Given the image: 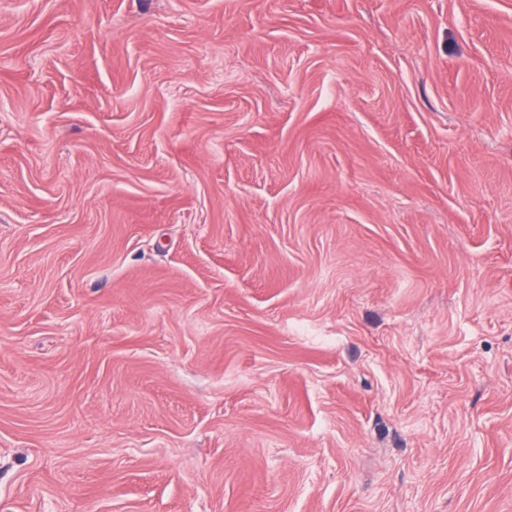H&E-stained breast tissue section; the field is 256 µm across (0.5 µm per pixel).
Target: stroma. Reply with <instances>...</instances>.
<instances>
[{
	"mask_svg": "<svg viewBox=\"0 0 512 512\" xmlns=\"http://www.w3.org/2000/svg\"><path fill=\"white\" fill-rule=\"evenodd\" d=\"M0 512H512V0H0Z\"/></svg>",
	"mask_w": 512,
	"mask_h": 512,
	"instance_id": "obj_1",
	"label": "stroma"
}]
</instances>
